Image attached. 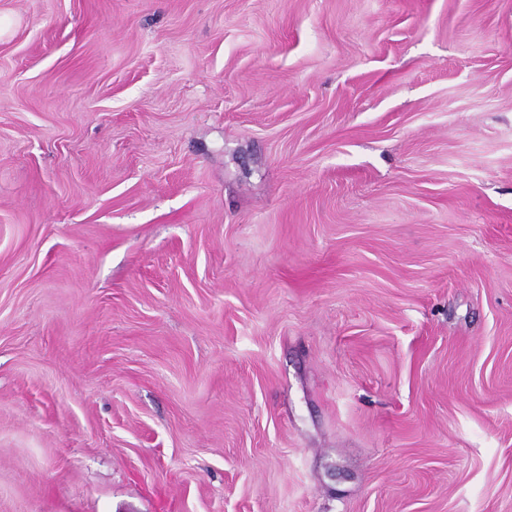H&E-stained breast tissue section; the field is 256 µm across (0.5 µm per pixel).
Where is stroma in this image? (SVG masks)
Masks as SVG:
<instances>
[{
  "mask_svg": "<svg viewBox=\"0 0 512 512\" xmlns=\"http://www.w3.org/2000/svg\"><path fill=\"white\" fill-rule=\"evenodd\" d=\"M0 16V512H512V0Z\"/></svg>",
  "mask_w": 512,
  "mask_h": 512,
  "instance_id": "obj_1",
  "label": "stroma"
}]
</instances>
